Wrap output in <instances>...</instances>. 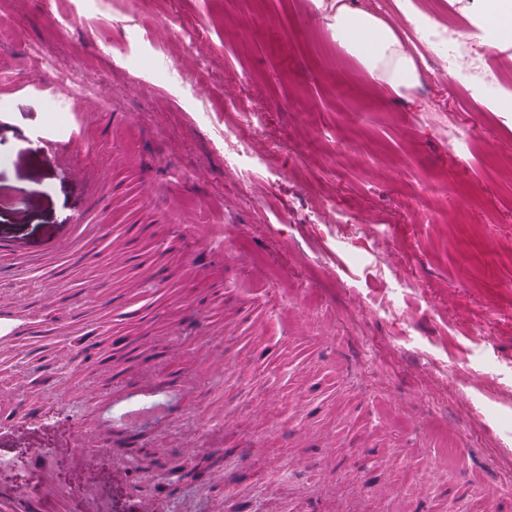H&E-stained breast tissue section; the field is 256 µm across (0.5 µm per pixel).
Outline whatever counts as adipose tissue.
<instances>
[{
	"label": "adipose tissue",
	"instance_id": "adipose-tissue-1",
	"mask_svg": "<svg viewBox=\"0 0 512 512\" xmlns=\"http://www.w3.org/2000/svg\"><path fill=\"white\" fill-rule=\"evenodd\" d=\"M329 26L373 80L397 94L415 85V61L383 20L350 7L346 0H337Z\"/></svg>",
	"mask_w": 512,
	"mask_h": 512
}]
</instances>
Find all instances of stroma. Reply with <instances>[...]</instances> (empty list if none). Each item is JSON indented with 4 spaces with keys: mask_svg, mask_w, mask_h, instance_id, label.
Returning a JSON list of instances; mask_svg holds the SVG:
<instances>
[{
    "mask_svg": "<svg viewBox=\"0 0 512 512\" xmlns=\"http://www.w3.org/2000/svg\"><path fill=\"white\" fill-rule=\"evenodd\" d=\"M332 2L118 0L103 25L102 0H0V238L24 252L0 267V303H25L0 338V395L30 405L0 439V487L57 488L69 512L90 489L104 512H396L389 486L409 512H512V112L434 51L412 90L384 92L336 41ZM412 4L485 48L483 0ZM34 47L96 78L109 106L36 87ZM69 108L83 145L65 153L36 133ZM131 156L181 210L141 202ZM87 160L101 231L44 256L88 208ZM176 224L223 228L197 267ZM104 263L108 287L84 300ZM83 334L95 349L76 360ZM88 435L123 451L77 463ZM447 435L458 466L418 485ZM200 447L215 464L193 484L120 460L179 471ZM34 454L66 466L42 471Z\"/></svg>",
    "mask_w": 512,
    "mask_h": 512,
    "instance_id": "stroma-1",
    "label": "stroma"
}]
</instances>
